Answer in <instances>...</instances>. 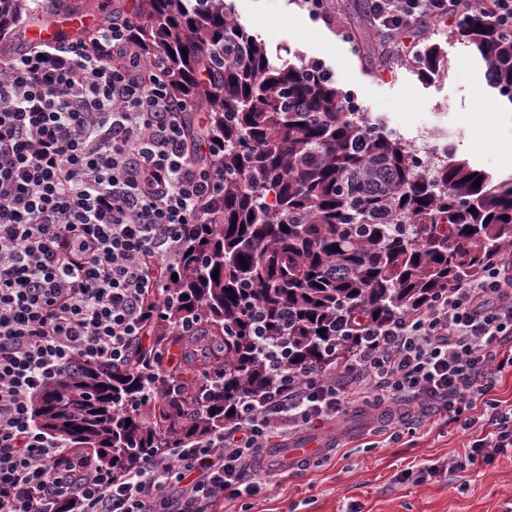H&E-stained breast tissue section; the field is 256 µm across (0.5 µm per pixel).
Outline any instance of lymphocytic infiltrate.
<instances>
[{
	"mask_svg": "<svg viewBox=\"0 0 512 512\" xmlns=\"http://www.w3.org/2000/svg\"><path fill=\"white\" fill-rule=\"evenodd\" d=\"M384 41L428 17L489 22L512 35V0H369ZM190 103L145 62L118 16L92 35L0 64V512H213L260 491L275 442L370 402L380 433L429 409L458 424L466 451L418 481L489 466L512 447V406L494 390L512 368V249L427 307L361 329L342 369L284 373L237 420L175 442L134 470L99 469L42 430L35 398L95 363L123 369L160 311L185 240L224 184L207 139L188 141Z\"/></svg>",
	"mask_w": 512,
	"mask_h": 512,
	"instance_id": "f902f5d3",
	"label": "lymphocytic infiltrate"
}]
</instances>
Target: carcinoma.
Wrapping results in <instances>:
<instances>
[{"instance_id": "obj_1", "label": "carcinoma", "mask_w": 512, "mask_h": 512, "mask_svg": "<svg viewBox=\"0 0 512 512\" xmlns=\"http://www.w3.org/2000/svg\"><path fill=\"white\" fill-rule=\"evenodd\" d=\"M32 12L29 0H0V36ZM452 37L476 48L512 101V37L491 24ZM135 46L176 97L206 109L224 185L177 263L181 302L152 322V343L133 347L125 370L88 365L37 400L40 428L100 467L133 468L234 420L236 405L275 383L264 348L290 371L327 369L359 343L360 325L426 307L512 247L511 177L452 153L421 165L394 132L348 111L331 77L272 62L225 0H139ZM417 62L427 75L446 67L436 43ZM187 322L203 329L180 337L186 362L202 345L224 354L196 409L184 387L146 397L155 355Z\"/></svg>"}]
</instances>
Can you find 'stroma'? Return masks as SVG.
Listing matches in <instances>:
<instances>
[{"label": "stroma", "instance_id": "obj_1", "mask_svg": "<svg viewBox=\"0 0 512 512\" xmlns=\"http://www.w3.org/2000/svg\"><path fill=\"white\" fill-rule=\"evenodd\" d=\"M230 2L238 22L273 59L296 66L323 61L337 86L355 91L369 119L414 147L454 152L497 175L507 170L512 127L491 136L475 115L512 116V101L491 85L476 49L451 38V22L412 23L399 38L398 52L369 70L337 36V26L310 21L300 0ZM430 43L440 44L447 66L427 77L414 53ZM374 415L370 405L359 403L342 418L311 428L309 437H338L343 446L297 468L268 449L259 493L225 500L219 512H346L352 502L362 512H512V449L487 468L447 472L419 484L403 478V471L451 461L464 452L465 436L456 423L439 417L398 442L377 445L368 433Z\"/></svg>", "mask_w": 512, "mask_h": 512}]
</instances>
